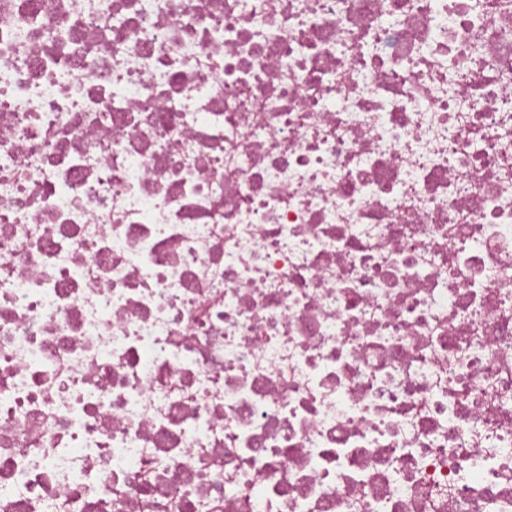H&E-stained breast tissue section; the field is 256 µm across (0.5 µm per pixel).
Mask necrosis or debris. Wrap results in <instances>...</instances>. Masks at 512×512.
Wrapping results in <instances>:
<instances>
[{
    "label": "necrosis or debris",
    "instance_id": "necrosis-or-debris-1",
    "mask_svg": "<svg viewBox=\"0 0 512 512\" xmlns=\"http://www.w3.org/2000/svg\"><path fill=\"white\" fill-rule=\"evenodd\" d=\"M0 512H512V0H0Z\"/></svg>",
    "mask_w": 512,
    "mask_h": 512
}]
</instances>
